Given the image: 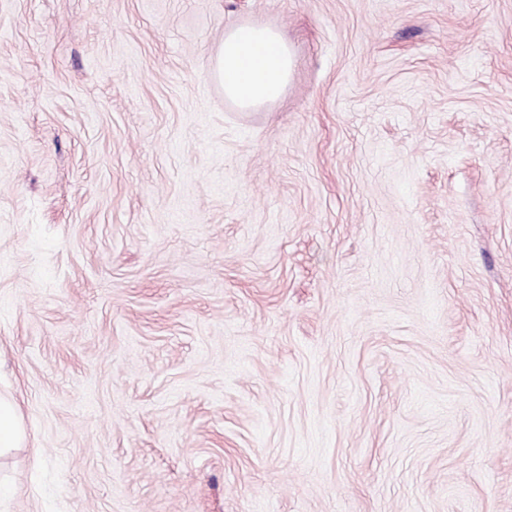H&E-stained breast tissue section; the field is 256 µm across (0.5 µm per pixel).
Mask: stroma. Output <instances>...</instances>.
<instances>
[{
    "mask_svg": "<svg viewBox=\"0 0 512 512\" xmlns=\"http://www.w3.org/2000/svg\"><path fill=\"white\" fill-rule=\"evenodd\" d=\"M0 397V512H512V0H0ZM254 54L247 59L249 51ZM292 69L288 42L274 28L245 24L224 33L215 57V73L224 97L241 108L275 102L283 94ZM28 445L21 412L13 400L0 399V456Z\"/></svg>",
    "mask_w": 512,
    "mask_h": 512,
    "instance_id": "obj_1",
    "label": "stroma"
}]
</instances>
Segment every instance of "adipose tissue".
Returning <instances> with one entry per match:
<instances>
[{
	"instance_id": "obj_1",
	"label": "adipose tissue",
	"mask_w": 512,
	"mask_h": 512,
	"mask_svg": "<svg viewBox=\"0 0 512 512\" xmlns=\"http://www.w3.org/2000/svg\"><path fill=\"white\" fill-rule=\"evenodd\" d=\"M291 69L287 41L279 31L263 25L245 24L225 32L215 57L225 99L242 108L279 99Z\"/></svg>"
}]
</instances>
